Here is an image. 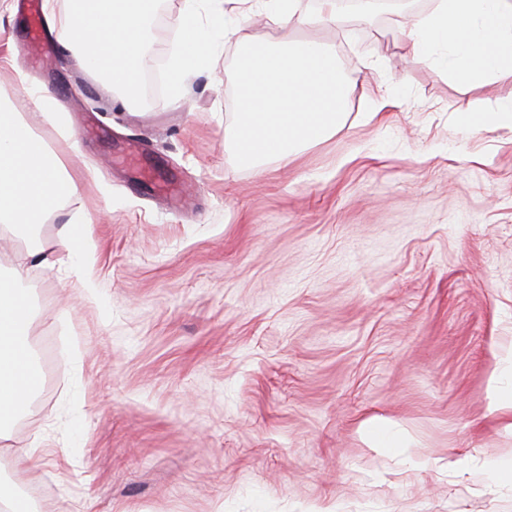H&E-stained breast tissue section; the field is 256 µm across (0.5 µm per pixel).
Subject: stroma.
Returning <instances> with one entry per match:
<instances>
[{
  "mask_svg": "<svg viewBox=\"0 0 512 512\" xmlns=\"http://www.w3.org/2000/svg\"><path fill=\"white\" fill-rule=\"evenodd\" d=\"M379 2L300 29L352 83L344 121L259 171L224 148L234 40L180 97L128 103L70 48L28 74L24 20L0 15V98L79 186L39 240L93 220L83 276L23 283L54 379L8 439L40 441L43 466L0 479L44 512H512V412L492 392L512 376V129L460 123L512 83L411 58L407 17L433 0ZM181 7L157 0L143 63ZM223 7L236 38H277L262 0ZM394 79L399 102L373 112Z\"/></svg>",
  "mask_w": 512,
  "mask_h": 512,
  "instance_id": "1",
  "label": "stroma"
}]
</instances>
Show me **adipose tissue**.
<instances>
[{
  "mask_svg": "<svg viewBox=\"0 0 512 512\" xmlns=\"http://www.w3.org/2000/svg\"><path fill=\"white\" fill-rule=\"evenodd\" d=\"M184 0L174 21L177 44L168 59L171 96L202 68L228 32L224 10ZM153 0H83L56 31L74 48L80 65L109 87L134 98L149 38ZM272 42L238 46L240 110L224 130L236 166L256 170L264 162L288 165L301 146L321 143L342 124L351 85L330 49L298 39L300 27L340 23L336 0H319L307 13L303 0H276ZM412 58L444 48L453 77L461 83L512 81V0H435L407 25ZM67 164L24 123L12 103L0 101V238L26 241V249L0 270V417L26 411L34 394L29 344L30 306L21 283L30 267L71 264L86 226L62 225L54 250L41 247L39 224L59 213L76 194Z\"/></svg>",
  "mask_w": 512,
  "mask_h": 512,
  "instance_id": "obj_1",
  "label": "adipose tissue"
}]
</instances>
